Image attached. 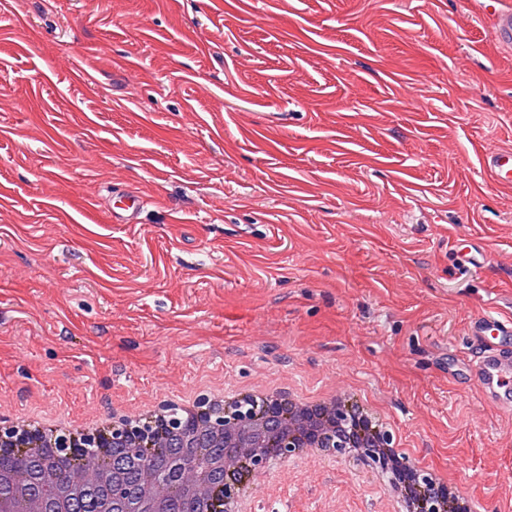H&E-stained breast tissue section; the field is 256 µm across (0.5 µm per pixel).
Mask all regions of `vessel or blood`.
I'll use <instances>...</instances> for the list:
<instances>
[{"mask_svg":"<svg viewBox=\"0 0 512 512\" xmlns=\"http://www.w3.org/2000/svg\"><path fill=\"white\" fill-rule=\"evenodd\" d=\"M492 17V40L503 48L512 47V11L488 4ZM485 167L496 185L512 187V151L503 150L487 156ZM141 200L127 195L113 205L111 217L116 224H133L138 220ZM512 336V315L501 314L488 319L474 317L470 324L469 340L474 348L466 366L481 399L487 405L512 413V391L507 390L505 378L512 374V349L505 341Z\"/></svg>","mask_w":512,"mask_h":512,"instance_id":"1","label":"vessel or blood"}]
</instances>
